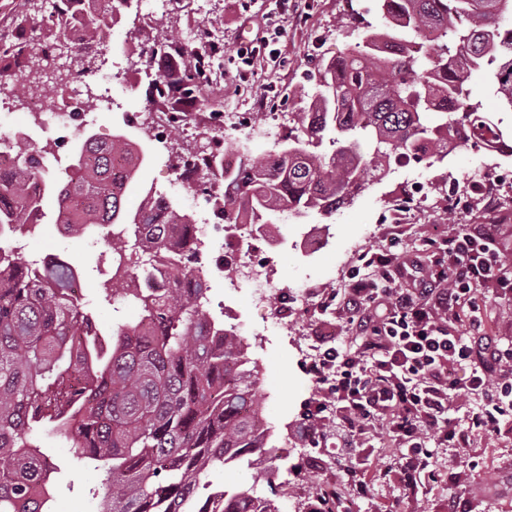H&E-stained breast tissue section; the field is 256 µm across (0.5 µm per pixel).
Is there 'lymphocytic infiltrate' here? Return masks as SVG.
I'll return each mask as SVG.
<instances>
[{
    "mask_svg": "<svg viewBox=\"0 0 512 512\" xmlns=\"http://www.w3.org/2000/svg\"><path fill=\"white\" fill-rule=\"evenodd\" d=\"M430 246L432 259L415 275L391 256H372L383 286L354 281L343 300L357 347L319 350L307 364L317 385L311 422L336 416L345 456L364 455L371 430L384 426L387 447L401 453L399 484L414 500L442 479L434 448H469L472 436H498L512 417V339L476 321L458 329L477 306V288L506 283L494 227L456 228ZM458 366L469 367L466 382L451 379ZM460 389L486 396L463 429L448 416Z\"/></svg>",
    "mask_w": 512,
    "mask_h": 512,
    "instance_id": "1",
    "label": "lymphocytic infiltrate"
}]
</instances>
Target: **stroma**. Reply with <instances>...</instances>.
Segmentation results:
<instances>
[{
  "mask_svg": "<svg viewBox=\"0 0 512 512\" xmlns=\"http://www.w3.org/2000/svg\"><path fill=\"white\" fill-rule=\"evenodd\" d=\"M304 13H296L294 0H173L169 12L157 15L151 25L140 18L150 7L149 0H130L121 21L107 23L102 35L108 45L96 60V79L113 99L111 116L96 128L75 125L68 146L76 148L88 135L108 141L115 135V123L124 115L147 109L146 97L152 76L142 71L127 79H115L123 64L128 43L143 38L159 39L172 46L186 43V32L201 20H208L207 36L223 39L224 53L214 60V71L205 88V111L249 112L253 104L276 90L284 98L282 109L294 111L315 88L317 67L346 47L348 40L339 30L348 15L344 0H305ZM281 33L271 50L254 54L253 65H245L239 50L256 45L259 27ZM128 136L142 145L147 155L140 175L126 189V206L137 209L146 186L166 192L182 208L205 205L207 198L193 195L174 184L172 158L194 150V139L182 132H170L160 144L130 124ZM429 173L422 165H409L386 173L360 193L354 202L332 217L333 237L311 256L288 245L292 230L281 229L279 245L272 252L273 284L268 300L257 305L249 288L239 289L229 300L225 320L238 324L250 344L249 352L259 370L258 393L264 400V417L270 428L268 444L277 454L278 473L272 484H254L251 471L231 467L216 473L214 480L231 489L256 487L258 494L271 497L277 512H310L317 490L336 485V471L350 465L363 472L371 484L369 497H358L351 486L337 487L342 500L334 512H444L448 496L470 501L474 512H512V420L495 438L474 436L470 453L456 456L454 449H435L433 462L440 470H453L452 481L434 487L423 500L408 499L397 483L400 456L384 447L380 430H373L368 443V462L346 459L336 454L340 428L336 421L316 426L314 441L303 440L300 429L307 422L316 385L306 370L313 348L321 341L339 338L348 343L347 314L338 310L320 315L318 295L344 292L353 277L378 279L376 268L367 266L375 253L393 252L402 260L428 261L426 240L451 231L442 210L431 212L417 224H382L378 217L391 199L395 182L425 181ZM44 230L29 238L17 254L27 262L34 254L64 253L83 271L82 288L89 297L102 295L105 276L98 269L99 247L91 236H58L51 218H44ZM480 316L488 331L496 336H512V293L479 289ZM54 461L65 475L66 487L56 492L57 512H97L99 502L90 489L101 479L98 472L77 464L69 446L59 443L52 450Z\"/></svg>",
  "mask_w": 512,
  "mask_h": 512,
  "instance_id": "obj_1",
  "label": "stroma"
}]
</instances>
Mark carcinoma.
Instances as JSON below:
<instances>
[{
    "mask_svg": "<svg viewBox=\"0 0 512 512\" xmlns=\"http://www.w3.org/2000/svg\"><path fill=\"white\" fill-rule=\"evenodd\" d=\"M52 0H25L19 29L44 35L20 46L0 44V78L25 83L14 67L20 57L43 63L44 89L56 88L46 47L67 39L69 25L45 24ZM79 5L83 43L104 53L100 30L114 19L101 0ZM378 23L362 13L344 24L356 35L320 72L308 99L290 113L288 136L275 142L278 160L248 161L224 176L222 209L245 224H270L272 216L316 210L331 216L351 204L393 158L416 154L426 143L428 162L448 149V128L467 132L466 120L481 114L471 97L469 75L486 71L496 96L512 109V0H376ZM207 45L183 49L175 75H160L193 92ZM15 156L0 173V225L25 224L51 200L53 221L78 236L95 224H128L112 233V250L145 253L159 247L177 256L175 282L162 295L138 282L152 276L143 261L112 279L103 301L129 299L140 318L112 331L100 347L93 328L97 301L68 293L72 268L50 263L35 275L28 265L0 256V512H45L41 485L56 469L42 451L67 442L73 458L93 460L104 479L93 490L101 512H276L251 487L230 492L209 477L227 466L256 471L268 481L274 457L267 452L269 427L262 421L258 372L244 338L207 318V280L192 267L190 221L174 203L164 212L125 207L120 188L141 167L128 139H85L59 182L45 173L44 157L22 138L10 139ZM127 167L112 173V156Z\"/></svg>",
    "mask_w": 512,
    "mask_h": 512,
    "instance_id": "obj_1",
    "label": "carcinoma"
}]
</instances>
